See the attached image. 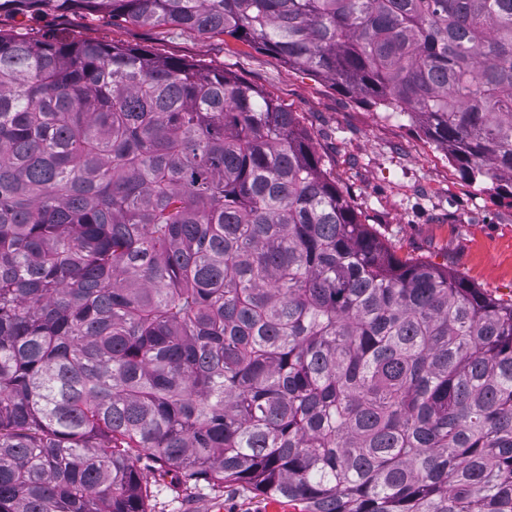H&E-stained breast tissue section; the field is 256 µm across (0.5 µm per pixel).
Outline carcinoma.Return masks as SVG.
<instances>
[{
  "mask_svg": "<svg viewBox=\"0 0 512 512\" xmlns=\"http://www.w3.org/2000/svg\"><path fill=\"white\" fill-rule=\"evenodd\" d=\"M229 36L512 199V0H0ZM512 512V303L401 259L237 76L0 30V512ZM146 480L152 485V511L154 512H300V505L291 502L271 501L251 490L224 486L223 491L204 489L185 492L174 488L170 477L146 470Z\"/></svg>",
  "mask_w": 512,
  "mask_h": 512,
  "instance_id": "1",
  "label": "carcinoma"
}]
</instances>
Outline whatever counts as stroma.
I'll use <instances>...</instances> for the list:
<instances>
[{"label":"stroma","mask_w":512,"mask_h":512,"mask_svg":"<svg viewBox=\"0 0 512 512\" xmlns=\"http://www.w3.org/2000/svg\"><path fill=\"white\" fill-rule=\"evenodd\" d=\"M32 28L70 40L147 45L162 57L235 73L297 113L331 178L398 257L448 267L493 296L512 299V201L491 181L462 178L447 151L409 118L375 111L313 73L229 37L163 33L106 15L0 17V29ZM146 480L153 512H299L297 505L232 486L187 492L152 471Z\"/></svg>","instance_id":"35a3bbf8"}]
</instances>
